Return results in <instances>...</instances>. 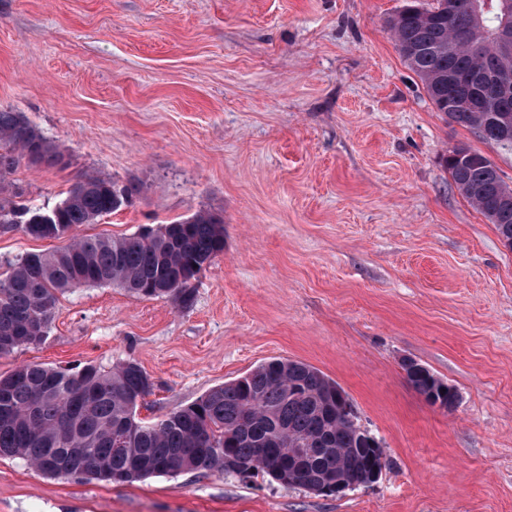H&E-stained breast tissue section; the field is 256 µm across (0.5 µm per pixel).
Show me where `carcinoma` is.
<instances>
[{
	"instance_id": "1",
	"label": "carcinoma",
	"mask_w": 512,
	"mask_h": 512,
	"mask_svg": "<svg viewBox=\"0 0 512 512\" xmlns=\"http://www.w3.org/2000/svg\"><path fill=\"white\" fill-rule=\"evenodd\" d=\"M500 0H406L388 20L397 50L421 79L437 111L505 152L499 115L512 97L492 77L512 70V55L497 46ZM54 148L19 112L0 110V194L24 160L53 162ZM453 184L492 224L512 239V210L497 213L493 198L512 188L479 152L445 158ZM142 188L111 178L75 183L52 209L0 202V224L34 238L62 239L46 253L22 258L0 279V357L42 340L58 294L73 288L117 285L147 299H170L187 308L192 280L224 253V216L200 211L184 220L122 238L79 236L75 229L133 205ZM180 282L171 292L159 287ZM408 383L432 406L450 409L457 392L441 385L423 364L402 361ZM152 392L134 361L109 371L85 365L67 372L26 364L0 376V456L25 460L44 475L91 476L92 460L109 464L112 481L204 469L238 477L267 476L283 486L353 490L376 483L386 467L383 448L352 415L341 386L317 368L272 359L217 386L192 404L154 422L137 417ZM86 449V458L71 450ZM290 448H305L294 458Z\"/></svg>"
}]
</instances>
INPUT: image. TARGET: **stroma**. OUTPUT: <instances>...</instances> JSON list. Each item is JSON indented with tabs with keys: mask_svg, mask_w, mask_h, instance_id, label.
Wrapping results in <instances>:
<instances>
[{
	"mask_svg": "<svg viewBox=\"0 0 512 512\" xmlns=\"http://www.w3.org/2000/svg\"><path fill=\"white\" fill-rule=\"evenodd\" d=\"M402 5L0 0V109L59 154L14 170L22 202L51 207L104 175L146 191L80 234L224 216L192 306L67 291L0 374L133 360L152 420L299 360L336 380L387 459L376 483L336 497L206 470L48 477L2 456L0 512H512V249L444 163L467 146L512 184V153L436 111L387 27ZM57 246L0 227V273ZM406 358L456 389L454 408L425 401Z\"/></svg>",
	"mask_w": 512,
	"mask_h": 512,
	"instance_id": "stroma-1",
	"label": "stroma"
}]
</instances>
